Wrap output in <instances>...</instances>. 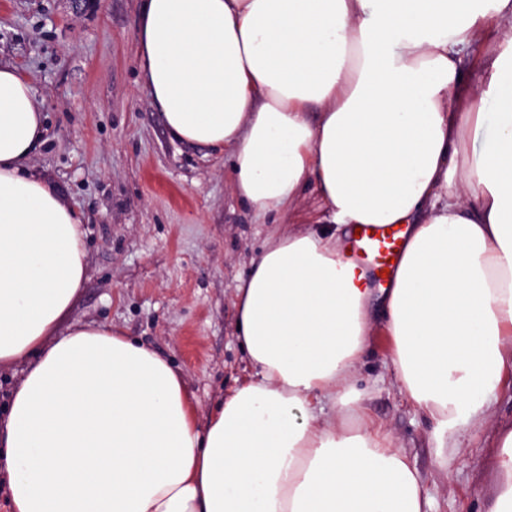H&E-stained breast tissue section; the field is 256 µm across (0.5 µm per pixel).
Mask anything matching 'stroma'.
<instances>
[{
  "mask_svg": "<svg viewBox=\"0 0 512 512\" xmlns=\"http://www.w3.org/2000/svg\"><path fill=\"white\" fill-rule=\"evenodd\" d=\"M140 0H8L0 60L36 88L45 133L31 159L82 216L87 279L68 321L104 324L179 369L197 423L251 368L235 331L234 287L287 224H323L315 186L298 208L256 219L232 192L220 149L171 139L136 51ZM390 343L376 336L356 374L373 418L419 470L433 512H486L496 466L492 426L465 432L447 472L433 463L431 420L380 381Z\"/></svg>",
  "mask_w": 512,
  "mask_h": 512,
  "instance_id": "stroma-1",
  "label": "stroma"
}]
</instances>
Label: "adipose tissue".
<instances>
[{"mask_svg":"<svg viewBox=\"0 0 512 512\" xmlns=\"http://www.w3.org/2000/svg\"><path fill=\"white\" fill-rule=\"evenodd\" d=\"M483 27L504 47L474 85L459 63ZM136 41L171 136L225 148L256 216L313 184L332 225L251 258L233 306L252 372L198 427L168 361L67 324L81 220L30 167L37 91L0 62V367L27 366L0 424L11 512H430L355 373L379 295L386 369L443 471L512 376V0H142ZM360 224L402 228L387 288L347 277ZM495 443L487 512H512V423Z\"/></svg>","mask_w":512,"mask_h":512,"instance_id":"ef3b65f1","label":"adipose tissue"}]
</instances>
